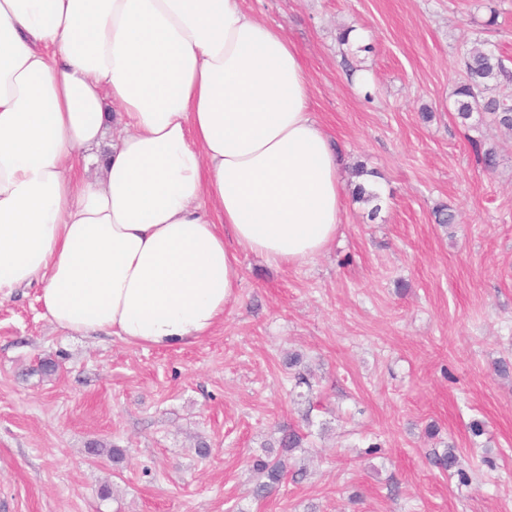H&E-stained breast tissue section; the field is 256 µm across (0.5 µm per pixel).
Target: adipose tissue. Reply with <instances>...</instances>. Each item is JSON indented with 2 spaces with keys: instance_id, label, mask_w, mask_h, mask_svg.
Masks as SVG:
<instances>
[{
  "instance_id": "adipose-tissue-1",
  "label": "adipose tissue",
  "mask_w": 512,
  "mask_h": 512,
  "mask_svg": "<svg viewBox=\"0 0 512 512\" xmlns=\"http://www.w3.org/2000/svg\"><path fill=\"white\" fill-rule=\"evenodd\" d=\"M103 145L98 181L69 166ZM343 210L301 54L243 0H0V298L37 281L64 332L191 344L240 253L304 263Z\"/></svg>"
}]
</instances>
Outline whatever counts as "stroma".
I'll return each mask as SVG.
<instances>
[{
	"instance_id": "stroma-1",
	"label": "stroma",
	"mask_w": 512,
	"mask_h": 512,
	"mask_svg": "<svg viewBox=\"0 0 512 512\" xmlns=\"http://www.w3.org/2000/svg\"><path fill=\"white\" fill-rule=\"evenodd\" d=\"M244 6L299 48L340 148L336 239L291 267L241 253L235 301L191 345L68 335L36 284L1 298L0 512H512V372L494 370L512 364V130L461 119L451 95L474 40L512 71V0ZM349 28L364 39L340 44ZM360 164L379 212L352 195ZM284 426L306 474L255 499L250 461ZM450 445L458 470L433 466Z\"/></svg>"
}]
</instances>
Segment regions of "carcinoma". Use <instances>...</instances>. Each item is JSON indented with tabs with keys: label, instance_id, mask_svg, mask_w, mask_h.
<instances>
[{
	"label": "carcinoma",
	"instance_id": "obj_1",
	"mask_svg": "<svg viewBox=\"0 0 512 512\" xmlns=\"http://www.w3.org/2000/svg\"><path fill=\"white\" fill-rule=\"evenodd\" d=\"M465 79L452 92L456 111L460 118L467 120L473 113L489 116L491 121L512 129V95L508 93L491 95L489 91L498 85L508 86L512 74L507 71L496 51L487 46L474 47L464 55ZM304 435L297 429L282 432L276 441L281 452L252 459V468L258 481L254 493L263 497L283 483L288 475V453L303 447ZM434 463L444 470L458 467L459 459L454 447L450 446L441 454H434Z\"/></svg>",
	"mask_w": 512,
	"mask_h": 512
}]
</instances>
